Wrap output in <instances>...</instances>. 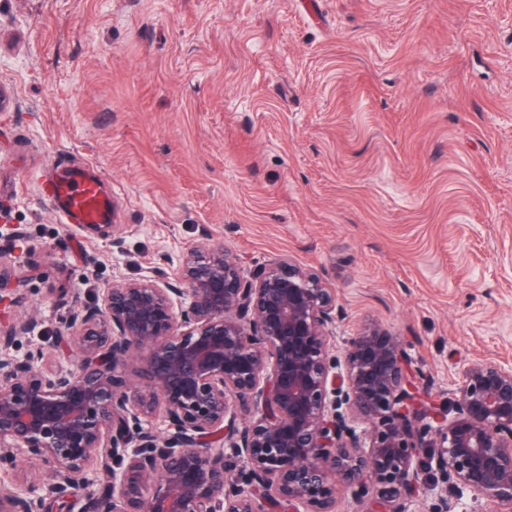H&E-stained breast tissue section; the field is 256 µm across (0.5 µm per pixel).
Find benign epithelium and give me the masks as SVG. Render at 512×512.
Returning a JSON list of instances; mask_svg holds the SVG:
<instances>
[{
	"label": "benign epithelium",
	"instance_id": "7a95c632",
	"mask_svg": "<svg viewBox=\"0 0 512 512\" xmlns=\"http://www.w3.org/2000/svg\"><path fill=\"white\" fill-rule=\"evenodd\" d=\"M19 283L0 264V302ZM337 319L318 275L279 260L247 276L220 245L71 311L56 348L72 366L13 354L34 318L0 324V466L41 465L25 489L0 481V512H71L89 468L105 484L83 512H335L336 486L369 482V512H402L427 449L443 504L466 490L511 509L512 366L473 360L452 397L418 407L402 344L378 327L331 372Z\"/></svg>",
	"mask_w": 512,
	"mask_h": 512
}]
</instances>
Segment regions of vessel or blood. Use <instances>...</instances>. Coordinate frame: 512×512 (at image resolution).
Listing matches in <instances>:
<instances>
[{
    "mask_svg": "<svg viewBox=\"0 0 512 512\" xmlns=\"http://www.w3.org/2000/svg\"><path fill=\"white\" fill-rule=\"evenodd\" d=\"M45 194L62 223L80 227L112 221V194L88 168L57 169L46 181Z\"/></svg>",
    "mask_w": 512,
    "mask_h": 512,
    "instance_id": "1",
    "label": "vessel or blood"
}]
</instances>
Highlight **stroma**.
Returning a JSON list of instances; mask_svg holds the SVG:
<instances>
[{"label": "stroma", "instance_id": "stroma-1", "mask_svg": "<svg viewBox=\"0 0 512 512\" xmlns=\"http://www.w3.org/2000/svg\"><path fill=\"white\" fill-rule=\"evenodd\" d=\"M112 191L122 245L60 223L58 159ZM335 289L329 355L378 325L420 397L512 364V0H0V257L50 347L67 301L202 239ZM404 512L440 501L425 475Z\"/></svg>", "mask_w": 512, "mask_h": 512}]
</instances>
